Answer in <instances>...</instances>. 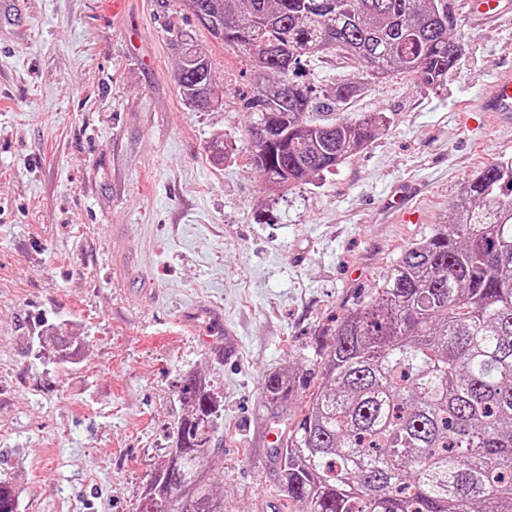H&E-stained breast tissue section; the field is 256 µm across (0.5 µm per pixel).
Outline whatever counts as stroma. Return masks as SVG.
Segmentation results:
<instances>
[{
  "label": "stroma",
  "mask_w": 512,
  "mask_h": 512,
  "mask_svg": "<svg viewBox=\"0 0 512 512\" xmlns=\"http://www.w3.org/2000/svg\"><path fill=\"white\" fill-rule=\"evenodd\" d=\"M470 6L457 0L462 52L438 88L373 79L333 53L306 60L300 81L360 84L339 115L381 112L386 127L274 190L245 135L260 73L179 0H127L118 15L112 0H0V479L18 512H138L190 373L224 406V512H301L271 436L291 417L265 404V377L315 373L401 248L447 223L475 171L512 158V130L463 106L512 65V13L480 25ZM177 27L208 56L221 108L182 100ZM406 186L423 223L394 221ZM200 305L224 320L187 332ZM226 333L237 351L219 359L201 339Z\"/></svg>",
  "instance_id": "1"
}]
</instances>
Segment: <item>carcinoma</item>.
<instances>
[{"mask_svg": "<svg viewBox=\"0 0 512 512\" xmlns=\"http://www.w3.org/2000/svg\"><path fill=\"white\" fill-rule=\"evenodd\" d=\"M263 81L246 102L253 165L271 188L328 172L385 127L381 112L322 118L354 82L319 97L292 79L336 52L377 79L439 87L455 64L453 0H181ZM177 83L193 110L219 98L206 55L176 30ZM320 382L295 371L263 382L266 403L305 393L276 449L288 498L304 512H512V159L482 167L448 223L404 248L316 354ZM186 415L139 512H224L211 480L220 404L183 378ZM0 482V512H15Z\"/></svg>", "mask_w": 512, "mask_h": 512, "instance_id": "1", "label": "carcinoma"}]
</instances>
